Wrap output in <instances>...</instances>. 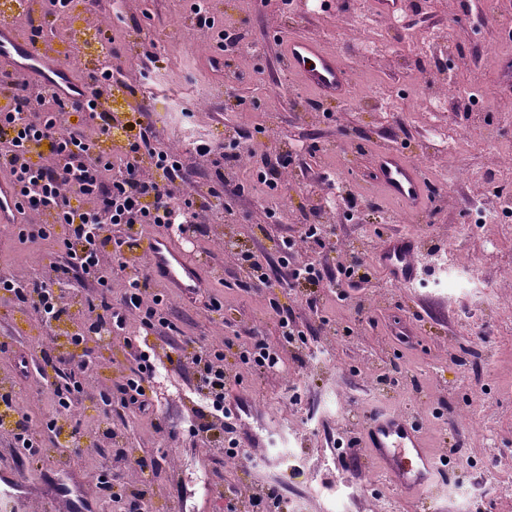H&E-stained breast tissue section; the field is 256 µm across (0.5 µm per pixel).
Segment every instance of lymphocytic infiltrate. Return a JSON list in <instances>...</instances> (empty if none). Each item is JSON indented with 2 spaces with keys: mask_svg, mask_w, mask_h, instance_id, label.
Instances as JSON below:
<instances>
[{
  "mask_svg": "<svg viewBox=\"0 0 512 512\" xmlns=\"http://www.w3.org/2000/svg\"><path fill=\"white\" fill-rule=\"evenodd\" d=\"M15 86L12 102L0 107V171L15 183L25 212L32 216L19 238L24 242L45 239L54 235L59 225L68 234L63 240L62 259L53 265L50 278L22 281L1 275L0 292L25 306L49 328L68 313L61 287L74 277L100 290L101 312L87 319L88 330L123 332L127 314H137V335L124 339L136 366L111 391L110 403L102 408L108 418L113 408L146 398L155 372L154 350L147 338L165 334L172 323L161 310L162 294L151 290L154 279L149 267L136 268L120 301H113L106 258L127 266L129 259L122 246L138 239L146 224L183 236L184 226H197L200 216L211 209L213 199L222 197L224 189L213 186L204 193L182 191L184 165L180 156L159 147L146 126L128 133L120 156H113L107 146L112 138L113 116L102 104L103 95L112 91L111 71L92 73L86 82L85 100L71 107L42 85L22 79ZM70 109L87 113L97 127L96 134L66 126L64 116ZM42 146L47 147V154L37 155V148ZM115 226L122 229V240L112 239L109 230ZM327 234L325 225L313 223L307 225L303 239L288 235L280 238L279 261L291 266L293 281L316 285L324 280V269L298 265L294 259L301 241L321 246ZM278 328L276 342L254 337L240 352L242 362L262 373L275 369L279 348L295 342L299 334L294 319L288 316L279 318ZM84 342V337L74 334L67 337L66 350L49 345L41 351L43 369L67 372L74 379L73 386H57L53 393L55 415L48 428L55 435L65 431L74 438L80 432L70 413L87 398L88 367L74 360L75 350ZM187 359L196 376L195 393L205 406L196 434L213 437L223 446L225 457L250 460L235 417L224 404L227 372L223 351L199 346L188 353Z\"/></svg>",
  "mask_w": 512,
  "mask_h": 512,
  "instance_id": "1",
  "label": "lymphocytic infiltrate"
}]
</instances>
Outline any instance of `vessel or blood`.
<instances>
[{"instance_id":"vessel-or-blood-1","label":"vessel or blood","mask_w":512,"mask_h":512,"mask_svg":"<svg viewBox=\"0 0 512 512\" xmlns=\"http://www.w3.org/2000/svg\"><path fill=\"white\" fill-rule=\"evenodd\" d=\"M282 62L287 72L317 91L321 102L349 99V68L314 37L295 36L285 40ZM4 67L14 75L51 88L64 103L72 104L85 97L84 83L73 78L57 50H36L6 22L0 24V68ZM373 164L381 186L407 212L424 209L426 195L421 171L400 149L380 150ZM22 220L21 201L13 184L0 177V224H18ZM144 252L154 278L178 293L191 295L205 287L206 266L169 235L159 233L148 238ZM417 255L415 238L395 235L380 246L376 258L395 284L407 288L419 279ZM366 436L368 447L389 464L388 474L394 483L423 489L436 485L441 467L424 448L417 421L404 414L380 412L370 418Z\"/></svg>"}]
</instances>
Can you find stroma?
<instances>
[{"mask_svg": "<svg viewBox=\"0 0 512 512\" xmlns=\"http://www.w3.org/2000/svg\"><path fill=\"white\" fill-rule=\"evenodd\" d=\"M194 2L122 0L117 8L113 0H72L68 13L56 15L49 0H31L28 13H11L7 20L25 38L42 26L63 55L89 34L110 42V66L133 89L120 101L117 117L154 127L161 145L181 154L187 190H207L213 178L210 163L193 150L198 138L220 147L230 132L243 129L257 152L291 148L292 177L282 194L251 184L241 170L227 173L228 184H245V193L225 195L224 210L210 213L205 232L192 233L186 243L217 270L202 294L184 298L160 289L172 336L200 346L234 342L226 354L225 397L253 407L250 426L258 441L252 460H225L213 443L192 433L202 412L195 376L164 336L150 339L164 387L150 393L148 406L113 412L108 440L99 433L97 408L84 402L80 442L54 445L46 429L52 396L36 370L50 331L37 319L22 321L20 307L0 296V383L13 385L19 412L43 445L40 456L28 461L9 432L0 430V475L17 474L30 512L53 506L55 479L65 464L77 486L93 495L108 471L121 475L127 489H146L143 512H229L237 494L269 488L287 500L290 512H512V223L461 221L470 200L493 205L488 188L512 160V39L500 33L512 26V0H487L499 20L495 27L481 26L465 0H414L403 28L388 33L393 55L364 54L336 28L337 21L348 23L362 13L367 0H335L331 10L320 0H204L214 20L205 34L194 26ZM443 15L457 20L448 54L421 49L411 38L420 18ZM227 29L240 31L246 47L230 58L243 75L239 82L226 80L211 64ZM280 31L308 34L334 51L349 67L352 97L318 106L314 90L280 70ZM253 44L262 45V57L249 53ZM148 52L158 62L146 68ZM442 62L493 96L492 144L468 134L471 101L456 99L445 111L430 112L433 86L412 87L413 77ZM392 81L400 89L395 111L368 107L371 93ZM436 133L454 136V146L423 158L422 141ZM385 146L403 149L421 170L428 194L422 223L386 220L401 206L383 193L374 173L371 155ZM447 166L473 174L453 196L442 185ZM340 180L362 206L357 220L345 213L336 191ZM270 209L276 213L272 221L266 217ZM313 211L335 234L325 246L303 248L302 262L333 271L354 250L370 264V281L342 292L279 284L276 243L286 234L303 236L304 216ZM396 234L411 235L421 250L441 255L436 272L423 275L416 287L396 285L375 263L378 245ZM228 238L269 265L272 288H248L246 272L224 249ZM61 256V240L24 242L13 226L0 224V275L38 279ZM215 299L221 311L211 309ZM274 301L296 320L306 342L280 350L278 370L260 374L236 351L256 330L275 340ZM101 354L91 382L105 391L133 361L119 335ZM379 410L416 418L426 448L447 460L439 487L410 493L382 476L363 441ZM136 458L160 466L136 473L129 468Z\"/></svg>", "mask_w": 512, "mask_h": 512, "instance_id": "stroma-1", "label": "stroma"}]
</instances>
